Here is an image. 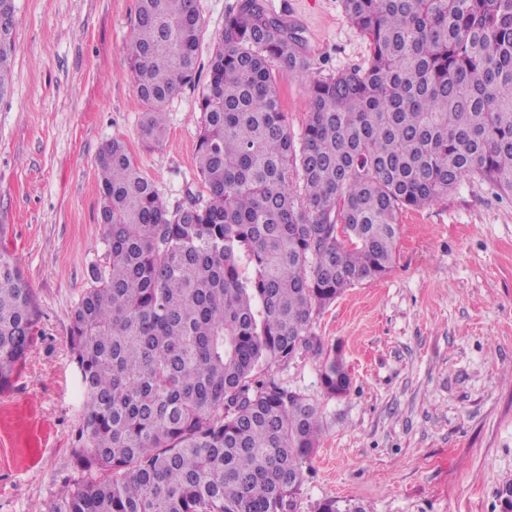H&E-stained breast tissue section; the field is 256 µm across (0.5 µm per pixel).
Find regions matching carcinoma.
Wrapping results in <instances>:
<instances>
[{"label":"carcinoma","instance_id":"carcinoma-1","mask_svg":"<svg viewBox=\"0 0 512 512\" xmlns=\"http://www.w3.org/2000/svg\"><path fill=\"white\" fill-rule=\"evenodd\" d=\"M343 7L368 57L317 80L300 36L263 0L224 14L197 98L204 204L169 210L123 140L101 147L105 264L69 336L85 402L73 456L86 479L56 512H297L323 412L272 367L304 349L320 359L326 396L348 392L342 359L310 333L314 316L389 271L405 211L472 176L512 194V0ZM14 25L13 0H0V99ZM201 33L195 0H138L127 57L150 145L166 137L165 103L195 82ZM277 68L308 80L298 141ZM39 320L0 249V388ZM316 512L364 509L326 499Z\"/></svg>","mask_w":512,"mask_h":512}]
</instances>
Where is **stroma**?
<instances>
[{"mask_svg": "<svg viewBox=\"0 0 512 512\" xmlns=\"http://www.w3.org/2000/svg\"><path fill=\"white\" fill-rule=\"evenodd\" d=\"M236 0H197L200 69L165 106L168 136L145 145L144 107L127 62L137 0H14L18 52L0 98V246L33 288L40 322L0 389V512H54L79 482L73 461L85 409L70 317L104 264L98 153L122 139L168 208L205 198L196 101ZM302 37L311 75L359 65L368 46L341 0H264ZM288 129L300 136L308 85L280 72ZM312 332L338 348L349 393L324 398L319 361L275 368L323 408L320 446L299 512L327 498L366 512H502L512 481V195L479 179L402 217L393 264L347 288Z\"/></svg>", "mask_w": 512, "mask_h": 512, "instance_id": "stroma-1", "label": "stroma"}]
</instances>
